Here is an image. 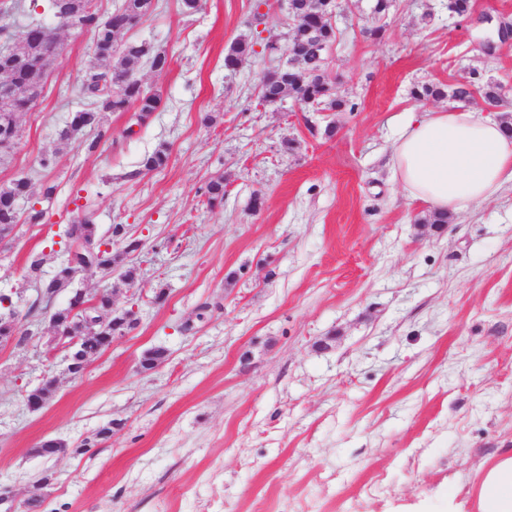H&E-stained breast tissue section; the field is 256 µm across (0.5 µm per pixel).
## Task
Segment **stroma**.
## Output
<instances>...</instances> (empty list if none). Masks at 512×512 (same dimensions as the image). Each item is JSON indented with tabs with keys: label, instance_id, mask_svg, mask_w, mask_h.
<instances>
[{
	"label": "stroma",
	"instance_id": "35a3bbf8",
	"mask_svg": "<svg viewBox=\"0 0 512 512\" xmlns=\"http://www.w3.org/2000/svg\"><path fill=\"white\" fill-rule=\"evenodd\" d=\"M373 6L340 0L326 73L351 108L314 112L261 102L278 55L224 66L239 38H285L287 0H201L191 15L159 0L125 38L169 55L168 70L137 69L160 108L138 125L105 113L92 151L89 136L59 137L84 105L92 35L59 31L0 161V186L29 178L21 206L45 213L0 239V291L29 331L0 347V512H448L449 491L465 495L512 451V189L431 224L391 171L408 115L453 106L414 100V85L475 69L512 90V40L497 39L512 0H474L466 18L445 0H394L383 18ZM379 25L381 38L365 35ZM157 150L166 166L145 170ZM219 177L212 208L203 190ZM84 205L101 235L120 224L142 247L125 259L134 280L92 271L74 285L110 290L140 322L75 378L65 350L48 348L49 313L70 292L48 302L40 284ZM156 347L166 361L139 373ZM47 380V405L30 411L27 393ZM45 439L92 447L47 460Z\"/></svg>",
	"mask_w": 512,
	"mask_h": 512
}]
</instances>
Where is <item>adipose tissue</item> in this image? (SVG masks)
Returning a JSON list of instances; mask_svg holds the SVG:
<instances>
[{"instance_id":"adipose-tissue-1","label":"adipose tissue","mask_w":512,"mask_h":512,"mask_svg":"<svg viewBox=\"0 0 512 512\" xmlns=\"http://www.w3.org/2000/svg\"><path fill=\"white\" fill-rule=\"evenodd\" d=\"M392 167L408 198L441 213L464 211L512 183V134L471 108L431 111L403 127ZM472 512H512V452L484 468Z\"/></svg>"}]
</instances>
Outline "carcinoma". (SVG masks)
Listing matches in <instances>:
<instances>
[{"instance_id": "obj_1", "label": "carcinoma", "mask_w": 512, "mask_h": 512, "mask_svg": "<svg viewBox=\"0 0 512 512\" xmlns=\"http://www.w3.org/2000/svg\"><path fill=\"white\" fill-rule=\"evenodd\" d=\"M295 12L289 44L291 50L288 65L267 72L260 85V97L268 105H276L287 98L317 108L321 105L329 110L346 106V102L334 97L333 88L322 72L323 64L317 58L316 45H326L335 38V31L326 16V0H291ZM51 14L78 12L88 24L96 20V12L87 8L85 0H47ZM152 0H120L111 13L112 30L101 35L94 43V61L86 69L79 94L88 100L85 112L74 114L70 124L60 132L63 139L77 138L87 130H101L103 113L135 110L144 122L156 112L161 97L146 90L137 76L136 67L145 63L155 71L169 68L167 54L149 42H118V37L137 27L152 11ZM57 40L56 28L47 24H34L16 47L0 51V77H7L17 91L11 101L0 106V146L11 149L18 138L17 115L32 107L29 90L43 86L47 71L34 68L35 57L46 51L49 43ZM255 42L241 38L235 41L224 56V66L233 69L248 56L255 53ZM480 95L485 104L499 106L503 100L502 85L488 82L481 84L478 72H473L467 84L448 86L443 83H426L414 87L412 96L418 101L450 99L459 103H470ZM30 181L16 179L10 185L0 186V235H6L21 220L19 203L27 198ZM204 195L211 208L224 202V180L209 182ZM70 237L94 246L92 265L104 270L112 269V251L100 250L110 240L97 237L94 212L84 209L82 215L71 225ZM77 268L66 266L57 276L44 283L51 294L71 285ZM80 300L68 303L54 311L58 324L72 336H84L82 313L77 310ZM109 328L118 332L137 327L138 318L131 310H125L107 320Z\"/></svg>"}]
</instances>
